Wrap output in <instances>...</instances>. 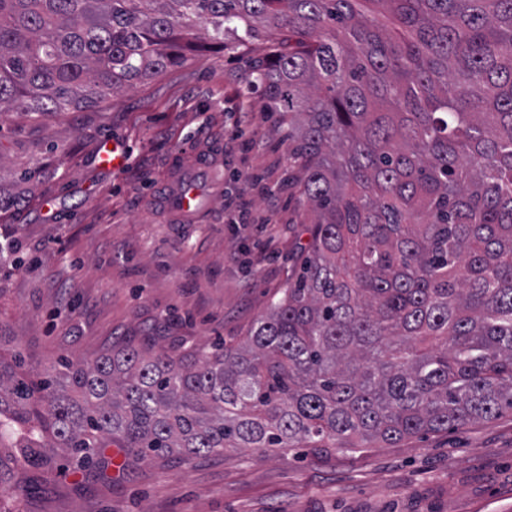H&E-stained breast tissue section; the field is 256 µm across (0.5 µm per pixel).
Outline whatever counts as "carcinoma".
<instances>
[{
    "label": "carcinoma",
    "instance_id": "obj_1",
    "mask_svg": "<svg viewBox=\"0 0 512 512\" xmlns=\"http://www.w3.org/2000/svg\"><path fill=\"white\" fill-rule=\"evenodd\" d=\"M266 34L313 219L237 344H129L35 377L0 354V447L395 448L512 410V0H0V112L52 114Z\"/></svg>",
    "mask_w": 512,
    "mask_h": 512
}]
</instances>
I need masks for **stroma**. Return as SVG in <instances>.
<instances>
[{
    "mask_svg": "<svg viewBox=\"0 0 512 512\" xmlns=\"http://www.w3.org/2000/svg\"><path fill=\"white\" fill-rule=\"evenodd\" d=\"M272 50L229 36L98 104L0 113V352L22 350L41 373L121 341L187 353L246 336L292 279L310 219L288 180L281 115L245 82ZM242 108L255 114L245 153L232 137ZM112 139L127 168L101 165ZM218 142L220 196L193 223H168L152 199L173 162ZM239 171L257 184L236 181ZM241 199L253 219L245 230L229 222V202ZM102 458L86 469L50 456L47 479L1 448L25 493L0 496V512H512L511 412L355 453L228 448L143 460L111 446Z\"/></svg>",
    "mask_w": 512,
    "mask_h": 512,
    "instance_id": "35a3bbf8",
    "label": "stroma"
}]
</instances>
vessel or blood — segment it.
<instances>
[{
    "mask_svg": "<svg viewBox=\"0 0 512 512\" xmlns=\"http://www.w3.org/2000/svg\"><path fill=\"white\" fill-rule=\"evenodd\" d=\"M224 172V156L220 150L209 151L192 162L178 166L158 196L159 202L173 220L185 223L198 213L200 183L208 177L220 178Z\"/></svg>",
    "mask_w": 512,
    "mask_h": 512,
    "instance_id": "b4317fda",
    "label": "vessel or blood"
}]
</instances>
